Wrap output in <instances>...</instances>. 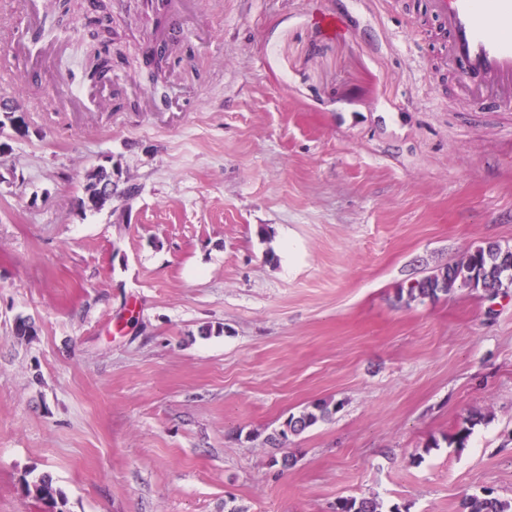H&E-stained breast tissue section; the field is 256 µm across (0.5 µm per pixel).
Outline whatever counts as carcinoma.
<instances>
[{
    "label": "carcinoma",
    "instance_id": "cac0c4a2",
    "mask_svg": "<svg viewBox=\"0 0 512 512\" xmlns=\"http://www.w3.org/2000/svg\"><path fill=\"white\" fill-rule=\"evenodd\" d=\"M120 169L119 163H114L108 169L97 166L85 175L82 196L78 204L85 206L88 200L95 197L98 185L112 179L115 171ZM505 250L499 245L489 243L471 251L463 260L447 266L420 280L415 285L406 288V295L414 300L419 296L449 294L457 287L470 288L480 291L484 297L495 300L500 294L506 293L504 283L512 285V264L503 259ZM341 407L339 403L327 400H317L307 407L299 416H290L282 428L268 436L267 442L275 448H281L288 441L289 435H298L320 421L329 419ZM477 420L470 418L451 436L449 444L458 448L467 445L472 428ZM27 490L33 496L55 508L58 499L62 498L60 491L55 489L51 481L40 478L27 484ZM461 512H512V502L501 500L494 491L486 490L481 496H467L460 503ZM334 512H383L382 504L372 498L354 496L340 498L336 501Z\"/></svg>",
    "mask_w": 512,
    "mask_h": 512
}]
</instances>
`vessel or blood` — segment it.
Masks as SVG:
<instances>
[{"mask_svg": "<svg viewBox=\"0 0 512 512\" xmlns=\"http://www.w3.org/2000/svg\"><path fill=\"white\" fill-rule=\"evenodd\" d=\"M437 38V74L455 71L467 98L498 107L512 84V0H425Z\"/></svg>", "mask_w": 512, "mask_h": 512, "instance_id": "1", "label": "vessel or blood"}]
</instances>
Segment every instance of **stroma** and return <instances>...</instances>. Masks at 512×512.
<instances>
[{
  "label": "stroma",
  "mask_w": 512,
  "mask_h": 512,
  "mask_svg": "<svg viewBox=\"0 0 512 512\" xmlns=\"http://www.w3.org/2000/svg\"><path fill=\"white\" fill-rule=\"evenodd\" d=\"M198 2L158 84L91 85L57 0L25 56L0 48L26 122L0 111V512H49L41 475L64 512L512 501V291L397 298L512 248V112L437 77L386 0ZM116 160L137 195L78 209ZM318 399L341 408L271 466L267 436ZM27 490L33 496L48 504L51 508H56L58 503V499H60V504H64V498L60 491L55 489L51 483V481L40 478L37 481L32 482V484H27ZM380 502L372 498L354 496L340 498L336 501L335 512H384Z\"/></svg>",
  "instance_id": "1"
}]
</instances>
